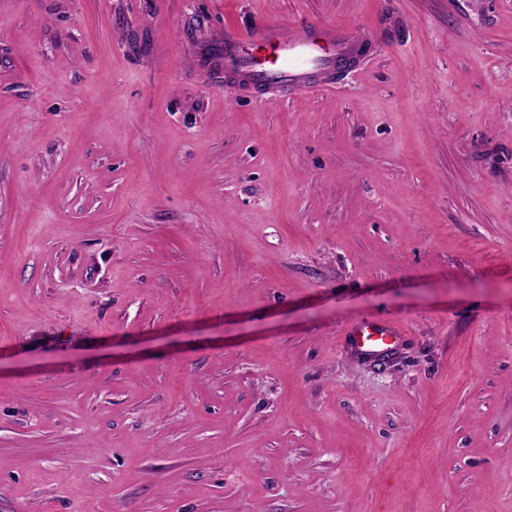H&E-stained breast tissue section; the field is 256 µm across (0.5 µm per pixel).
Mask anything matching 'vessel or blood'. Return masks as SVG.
<instances>
[{"label": "vessel or blood", "mask_w": 512, "mask_h": 512, "mask_svg": "<svg viewBox=\"0 0 512 512\" xmlns=\"http://www.w3.org/2000/svg\"><path fill=\"white\" fill-rule=\"evenodd\" d=\"M353 43L352 31L340 26L296 32L267 22L246 35L225 34L224 66L258 87L303 91L332 84ZM403 334L400 324L385 319L366 320L349 331L351 344L368 358L391 351Z\"/></svg>", "instance_id": "b4317fda"}]
</instances>
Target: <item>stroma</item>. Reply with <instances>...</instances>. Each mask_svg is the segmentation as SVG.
Segmentation results:
<instances>
[{
  "instance_id": "stroma-1",
  "label": "stroma",
  "mask_w": 512,
  "mask_h": 512,
  "mask_svg": "<svg viewBox=\"0 0 512 512\" xmlns=\"http://www.w3.org/2000/svg\"><path fill=\"white\" fill-rule=\"evenodd\" d=\"M0 512H512V0H0ZM353 43L352 31L340 26L295 32L267 22L246 35H224V67L254 86L303 91L333 84ZM404 335L400 324L393 320H366L350 329V342L360 355L376 357L391 351L396 341Z\"/></svg>"
}]
</instances>
